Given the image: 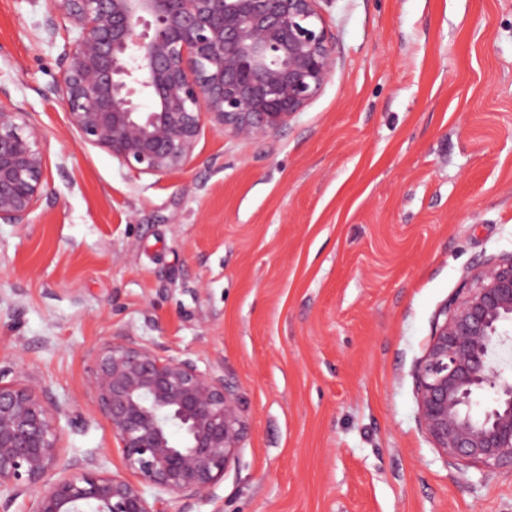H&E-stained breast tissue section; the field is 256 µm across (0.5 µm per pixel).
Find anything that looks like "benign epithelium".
<instances>
[{
  "mask_svg": "<svg viewBox=\"0 0 512 512\" xmlns=\"http://www.w3.org/2000/svg\"><path fill=\"white\" fill-rule=\"evenodd\" d=\"M76 36L57 93L87 145L139 174L193 160L204 125L246 139L288 124L335 67L320 0H47ZM150 102L143 111L136 99ZM40 133L0 101V221L24 224L42 198ZM415 367L419 424L451 460L512 470V377L493 360L512 324V253L477 266L440 311ZM0 369V494L26 491L35 512H167L224 478L245 436L237 385L191 359L118 336L97 352L91 391L126 473L97 454L49 478L64 408L40 382ZM492 390L494 406L473 413ZM153 490L152 497L146 490Z\"/></svg>",
  "mask_w": 512,
  "mask_h": 512,
  "instance_id": "obj_1",
  "label": "benign epithelium"
}]
</instances>
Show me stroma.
<instances>
[{"instance_id":"35a3bbf8","label":"stroma","mask_w":512,"mask_h":512,"mask_svg":"<svg viewBox=\"0 0 512 512\" xmlns=\"http://www.w3.org/2000/svg\"><path fill=\"white\" fill-rule=\"evenodd\" d=\"M335 69L287 126L204 130L183 172L83 144L74 38L0 0V91L41 134L44 197L0 223V368L66 410L63 475L123 471L90 388L130 335L239 386L238 460L169 512H512V472L443 457L414 371L441 307L512 252V0H323Z\"/></svg>"}]
</instances>
